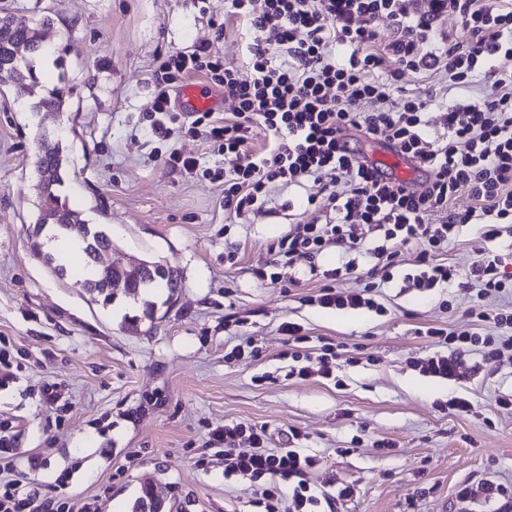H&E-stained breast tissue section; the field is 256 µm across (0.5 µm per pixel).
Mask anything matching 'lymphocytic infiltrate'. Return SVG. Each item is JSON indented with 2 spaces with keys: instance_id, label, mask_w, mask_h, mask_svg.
I'll use <instances>...</instances> for the list:
<instances>
[{
  "instance_id": "obj_1",
  "label": "lymphocytic infiltrate",
  "mask_w": 512,
  "mask_h": 512,
  "mask_svg": "<svg viewBox=\"0 0 512 512\" xmlns=\"http://www.w3.org/2000/svg\"><path fill=\"white\" fill-rule=\"evenodd\" d=\"M225 15L239 18L252 33L245 46V68L224 63L209 45L170 55L162 64L167 83L195 72L224 88L229 120L195 119L204 137L217 143L231 165L224 171V210L240 216L262 210L268 184L302 192L308 205L332 218L323 224H297L270 246L274 265H292L299 256L316 259L333 247L364 250L374 264L364 287L335 288L340 278L357 274L348 262L328 270L330 286L313 301L322 308L379 311L372 293L376 282L393 280L396 244H417L411 288L426 292L456 276L437 262L460 227L476 224L484 240L499 238L512 223V71L495 66L512 55V0H224ZM455 17V32L442 28ZM389 30L381 41V30ZM447 77L452 89L467 90L483 78L480 94L465 104L435 96L406 94V75ZM402 107H395V95ZM374 102L370 112L361 103ZM440 109L443 132L430 136L428 114ZM260 125L269 135L259 154L248 150V133ZM353 128L372 140H386L423 165L421 189L406 188L379 169L363 164L343 135ZM467 191L471 205L450 209L451 199ZM512 275L499 255L474 263L468 284L477 286L480 303L471 316L512 329V312L486 305L504 292ZM436 352L417 361L427 377L456 380L466 355L483 360L512 351V336L455 334L425 330ZM300 431L287 433L286 445L270 450L266 428L224 425L208 433L211 447L224 451L225 475L244 474L261 484L263 512H321L355 488L339 483L335 493L317 490L309 477L320 464L302 453ZM0 512H70L52 498H37L16 483L0 486Z\"/></svg>"
}]
</instances>
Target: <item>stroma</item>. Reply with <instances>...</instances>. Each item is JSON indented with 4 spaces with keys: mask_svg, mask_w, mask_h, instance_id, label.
<instances>
[{
    "mask_svg": "<svg viewBox=\"0 0 512 512\" xmlns=\"http://www.w3.org/2000/svg\"><path fill=\"white\" fill-rule=\"evenodd\" d=\"M14 25L49 18L47 48L54 70L38 77L42 91L67 94L46 120L27 90L0 88V349L13 378L0 383V421L16 437V459L0 478L79 512L96 500L101 512H132L152 484L165 512H260V487L249 477H225L222 449L206 444L224 424L266 427L271 448L288 429L304 433L300 451L317 456L310 482L334 491L354 484L335 512H497L494 503L461 506L459 485L491 480L512 485V354L465 358L477 373L454 381L425 377L414 362L436 346L426 326L475 332L468 316L476 289L461 286L485 252L500 254L512 273V231L493 242L477 225L463 227L445 259L458 279L420 293L402 286L403 268L380 285L384 314L324 309L310 296L344 250L297 258L271 284L269 246L294 224H321L324 212L267 192L274 209L234 217L224 212L228 166L200 134L173 125L152 134L146 119L157 69L175 52L206 43L242 66L248 30L225 19L224 0H0ZM65 131L69 159L67 205L80 219L113 233L115 258L154 260L176 270L182 286L172 300L144 303L117 297L93 301L74 274L56 275L32 246L45 199L35 190L43 128ZM198 159L196 170L172 165L171 151ZM296 322L321 343L343 345L337 381L288 377L293 360L282 323ZM252 340L254 353L231 358ZM57 399H42L44 384ZM469 399L474 413L445 408ZM38 458L41 466L30 469Z\"/></svg>",
    "mask_w": 512,
    "mask_h": 512,
    "instance_id": "obj_1",
    "label": "stroma"
}]
</instances>
